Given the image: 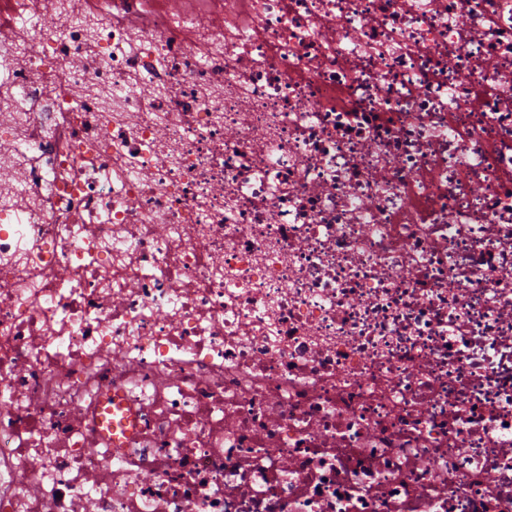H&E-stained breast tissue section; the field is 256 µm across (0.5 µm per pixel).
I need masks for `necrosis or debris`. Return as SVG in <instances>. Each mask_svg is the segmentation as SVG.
Here are the masks:
<instances>
[{
    "instance_id": "necrosis-or-debris-1",
    "label": "necrosis or debris",
    "mask_w": 512,
    "mask_h": 512,
    "mask_svg": "<svg viewBox=\"0 0 512 512\" xmlns=\"http://www.w3.org/2000/svg\"><path fill=\"white\" fill-rule=\"evenodd\" d=\"M88 2L0 0V512H512V0Z\"/></svg>"
}]
</instances>
